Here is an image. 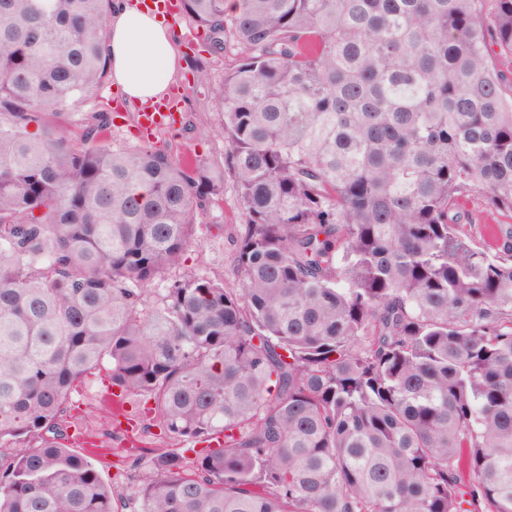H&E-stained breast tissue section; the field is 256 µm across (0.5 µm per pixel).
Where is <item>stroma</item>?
<instances>
[{"label":"stroma","mask_w":512,"mask_h":512,"mask_svg":"<svg viewBox=\"0 0 512 512\" xmlns=\"http://www.w3.org/2000/svg\"><path fill=\"white\" fill-rule=\"evenodd\" d=\"M179 49L185 62L178 74L176 86L180 119L174 126L157 130L151 137L153 145L163 150L173 161L212 168L224 165L225 141L216 136L220 115L215 98L224 81V75L238 59L235 48H227L222 54H214L203 40L202 30L184 15L172 19ZM207 73V80H199V73ZM105 107L112 113L109 131L113 146L134 144L133 133L137 120L127 106L121 90L113 81H106L99 92L73 106L74 111L90 112ZM242 218L237 207L232 183H225L223 193L210 196L196 217L195 238L197 244L186 253L181 266L170 269L165 278L156 281L146 297L147 305L159 302L164 288L179 279L184 270L212 278L231 280L234 230ZM105 384L101 377H89L77 396L79 407L74 411V422L83 432L87 442L102 445L106 452L98 456L96 467L102 480L111 487L117 497L136 502L140 470L120 458V440L107 437L106 403L102 399Z\"/></svg>","instance_id":"stroma-1"}]
</instances>
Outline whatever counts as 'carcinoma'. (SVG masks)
<instances>
[{
	"instance_id": "1",
	"label": "carcinoma",
	"mask_w": 512,
	"mask_h": 512,
	"mask_svg": "<svg viewBox=\"0 0 512 512\" xmlns=\"http://www.w3.org/2000/svg\"><path fill=\"white\" fill-rule=\"evenodd\" d=\"M234 2L181 0L239 49L207 170L68 111L112 0H0V512H512V0ZM227 179L233 281L146 307ZM97 372L186 444L132 509L64 419ZM462 209L473 217V223L471 226H467L472 237L480 244L493 246L491 228L496 224L504 223L506 219L489 210L479 197H471L465 200Z\"/></svg>"
}]
</instances>
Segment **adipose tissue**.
<instances>
[{
	"mask_svg": "<svg viewBox=\"0 0 512 512\" xmlns=\"http://www.w3.org/2000/svg\"><path fill=\"white\" fill-rule=\"evenodd\" d=\"M112 78L135 104L160 100L180 68L178 41L157 12L114 0L107 20Z\"/></svg>",
	"mask_w": 512,
	"mask_h": 512,
	"instance_id": "adipose-tissue-1",
	"label": "adipose tissue"
}]
</instances>
